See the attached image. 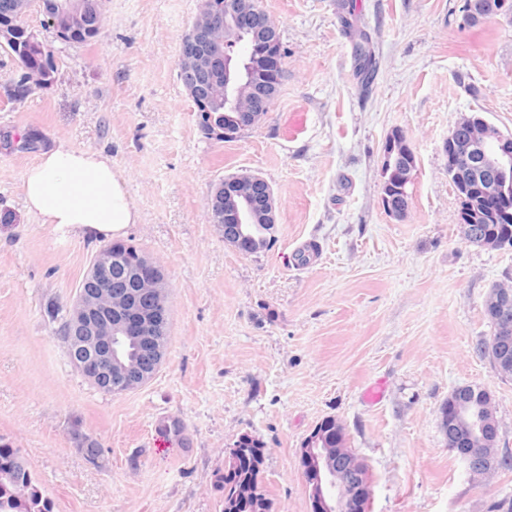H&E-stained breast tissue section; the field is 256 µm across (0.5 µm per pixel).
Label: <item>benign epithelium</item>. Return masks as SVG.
<instances>
[{"label": "benign epithelium", "mask_w": 512, "mask_h": 512, "mask_svg": "<svg viewBox=\"0 0 512 512\" xmlns=\"http://www.w3.org/2000/svg\"><path fill=\"white\" fill-rule=\"evenodd\" d=\"M39 10L55 32L64 39L73 34L62 20L85 23L97 18L99 0H23L14 2L0 15V44L12 40V32L31 7ZM470 23L479 24L489 13L480 0H465ZM202 18L195 21L183 37L179 62L190 67L180 78L191 91H198L203 75L224 68V100L236 101L242 81L250 84L255 102L250 111L237 113L234 124L224 129L232 139L252 125L266 110L264 102L277 96L283 81V49L278 26L261 5V0H202ZM472 127L464 138L448 135V150L454 161L448 177L456 194H477L480 199L512 198V134H504L483 117L472 113L456 127ZM224 198L232 204L224 208V238L242 242L250 237L254 215L260 210L266 223L277 220L276 203L268 182L256 174L242 173L224 179ZM491 215L474 204L458 211L463 238L488 249L512 248V240L493 241L475 237L473 225L486 224ZM125 271L133 288L112 287V269ZM168 282L161 265L133 243L110 242L92 257L69 309L63 339L72 364L94 387L108 393L127 392L147 384L157 373L166 354L169 333ZM488 312L498 331L496 342L512 337V289L495 285L490 289ZM452 425L458 439L471 448H492L496 425L483 414L474 420L459 405H453ZM303 471L312 475L307 482L312 490L313 508L318 512H351L357 501L353 480L329 466L328 448H318V438L309 436Z\"/></svg>", "instance_id": "obj_1"}]
</instances>
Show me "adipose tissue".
Masks as SVG:
<instances>
[{
	"instance_id": "obj_1",
	"label": "adipose tissue",
	"mask_w": 512,
	"mask_h": 512,
	"mask_svg": "<svg viewBox=\"0 0 512 512\" xmlns=\"http://www.w3.org/2000/svg\"><path fill=\"white\" fill-rule=\"evenodd\" d=\"M22 189L30 214L93 243L123 238L141 221L123 174L96 151H44L25 170Z\"/></svg>"
}]
</instances>
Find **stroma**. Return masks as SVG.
I'll use <instances>...</instances> for the list:
<instances>
[{"instance_id":"1","label":"stroma","mask_w":512,"mask_h":512,"mask_svg":"<svg viewBox=\"0 0 512 512\" xmlns=\"http://www.w3.org/2000/svg\"><path fill=\"white\" fill-rule=\"evenodd\" d=\"M262 5L284 82L227 142L206 134L179 75L201 0H106L87 45L57 41L31 8L24 23L52 46L55 80L20 101L0 49V446L19 449L54 512H221L217 477L246 433L267 448L274 512H311L300 451L332 416L369 467L368 512H491L512 500V469L474 481L441 407L457 388L487 390L497 451L512 455V376L478 350L493 332L487 293L512 286V249L462 238L447 144L473 112L512 133V14L473 25L464 0H356L377 60L366 94L345 0ZM395 129L417 160L399 220L382 204ZM60 145L122 172L141 213L127 236L165 270L167 355L135 391L85 380L47 312L68 309L97 250L24 206V170ZM244 172L277 203L273 242L250 255L207 209L213 184Z\"/></svg>"}]
</instances>
